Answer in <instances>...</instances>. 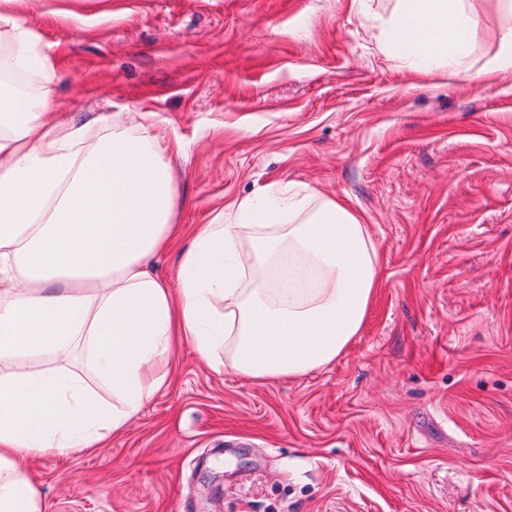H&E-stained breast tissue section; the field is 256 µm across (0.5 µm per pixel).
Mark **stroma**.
<instances>
[{
	"label": "stroma",
	"instance_id": "stroma-1",
	"mask_svg": "<svg viewBox=\"0 0 512 512\" xmlns=\"http://www.w3.org/2000/svg\"><path fill=\"white\" fill-rule=\"evenodd\" d=\"M395 0H19L81 120L148 110L178 223L295 183L377 246L364 325L331 363L254 381L176 346L172 384L93 451L28 460L47 512H512V72L417 73ZM64 368L111 404L83 343Z\"/></svg>",
	"mask_w": 512,
	"mask_h": 512
}]
</instances>
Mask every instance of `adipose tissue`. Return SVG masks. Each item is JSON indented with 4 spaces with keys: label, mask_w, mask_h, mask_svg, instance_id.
Masks as SVG:
<instances>
[{
    "label": "adipose tissue",
    "mask_w": 512,
    "mask_h": 512,
    "mask_svg": "<svg viewBox=\"0 0 512 512\" xmlns=\"http://www.w3.org/2000/svg\"><path fill=\"white\" fill-rule=\"evenodd\" d=\"M13 2L0 0V512H43L25 461L121 433L168 385L173 337L210 365L229 347L251 380L303 376L359 334L380 266L351 205L271 185L197 225L170 286L152 269L183 234L167 147L144 112L127 127L68 119L57 58ZM476 2L396 0L382 52L417 72L469 68ZM493 2L505 22L487 79L512 71V0ZM81 337L111 407L68 372L20 363Z\"/></svg>",
    "instance_id": "obj_1"
}]
</instances>
